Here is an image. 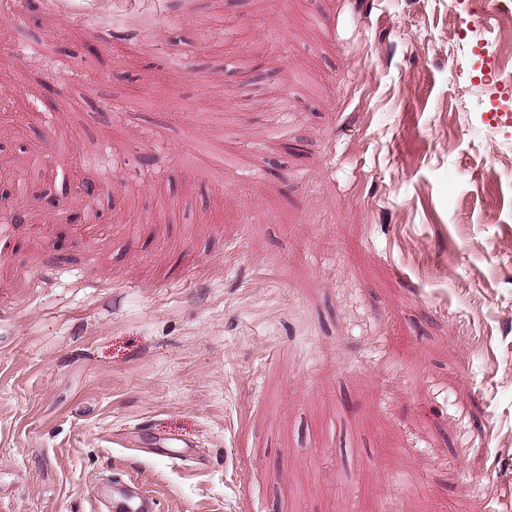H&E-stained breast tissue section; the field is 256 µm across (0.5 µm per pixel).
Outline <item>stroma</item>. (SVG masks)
Segmentation results:
<instances>
[{
  "instance_id": "obj_1",
  "label": "stroma",
  "mask_w": 512,
  "mask_h": 512,
  "mask_svg": "<svg viewBox=\"0 0 512 512\" xmlns=\"http://www.w3.org/2000/svg\"><path fill=\"white\" fill-rule=\"evenodd\" d=\"M479 17L512 50L485 0H0V512L127 479L156 512H512Z\"/></svg>"
}]
</instances>
